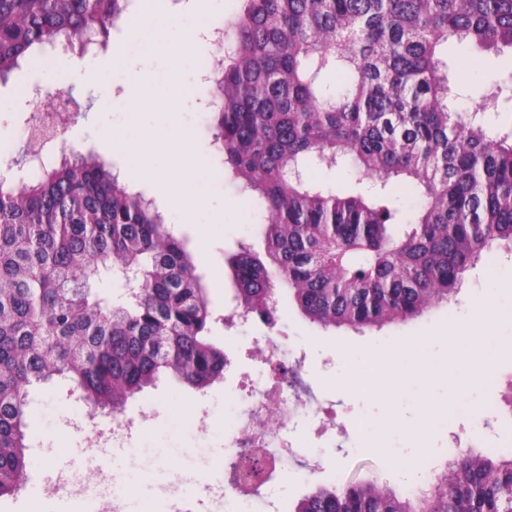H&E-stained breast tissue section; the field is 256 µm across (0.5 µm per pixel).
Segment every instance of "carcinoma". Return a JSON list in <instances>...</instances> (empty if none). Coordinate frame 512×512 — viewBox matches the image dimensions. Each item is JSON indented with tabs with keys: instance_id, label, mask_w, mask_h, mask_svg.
Here are the masks:
<instances>
[{
	"instance_id": "1",
	"label": "carcinoma",
	"mask_w": 512,
	"mask_h": 512,
	"mask_svg": "<svg viewBox=\"0 0 512 512\" xmlns=\"http://www.w3.org/2000/svg\"><path fill=\"white\" fill-rule=\"evenodd\" d=\"M129 0H0V83L57 48L106 49ZM230 62L208 93L224 173L252 193L263 255L229 264L234 299L267 324L287 296L320 327L356 333L422 315L499 241L512 243V138L450 109V41L512 49V0H241L222 21ZM346 74L333 89L330 76ZM315 163L359 178L334 190ZM375 178L365 188L362 177ZM419 197L402 221L391 184ZM135 267L118 305L91 292ZM185 239L103 158L73 152L34 179L0 178V497L26 477L29 388L63 378L109 414L169 376L204 390L224 349ZM512 455L461 451L422 495L374 481L317 484L294 512H512Z\"/></svg>"
}]
</instances>
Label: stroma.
Returning <instances> with one entry per match:
<instances>
[{"instance_id": "obj_1", "label": "stroma", "mask_w": 512, "mask_h": 512, "mask_svg": "<svg viewBox=\"0 0 512 512\" xmlns=\"http://www.w3.org/2000/svg\"><path fill=\"white\" fill-rule=\"evenodd\" d=\"M148 0H131L129 23L110 33L107 50L78 59L58 50L51 68L38 65L15 72L0 83V140L12 142L14 159L27 149L24 116L33 109L47 111L57 92L75 99L82 114L62 132L71 150L96 151L113 167L124 161L112 150L113 132H123L131 143L151 140L156 149L152 166H176L167 149L168 137L189 131L192 148L205 160L204 172L211 188L206 205L186 216L163 196L153 178L132 180L162 211L167 223L177 225L194 255L198 274L208 291L214 312L211 338L219 346L235 348L236 364L224 380L196 391L161 378L126 405L127 415L140 421L132 437L116 442L97 466H89L83 446L85 436L73 434L65 418L87 422V436L112 438L110 415L91 411L70 392L68 382L55 379L31 388L25 415L27 475L22 489L0 498V512H76V502L54 490L62 471L84 478L85 498L98 501L111 477L120 480L125 512H169L166 489H175L182 506L200 512L205 481L231 476V460L224 452L226 421L245 407L251 390L266 382L269 359L292 361L282 379L288 394L335 412L346 426L345 434L315 437L307 420H300L295 437L299 450L288 462V475L271 492L286 512L313 484H334L353 476L375 479L398 491L421 492L435 474L444 470L464 448L482 452L512 447V413L497 416L496 436H487L488 403L512 378V249L496 251L470 269L458 293L422 316L382 329L357 334L343 328L325 329L304 319L288 299H280L275 325L261 321L242 324L230 313L234 287L227 260L240 244L262 249L257 233L259 214L248 194L225 176L207 128L213 113L200 94L199 76L192 64L198 50L217 54L214 45H201L198 30L232 15L237 0H157L164 27L158 37L145 38L132 22L142 15ZM473 50L466 44L448 47V74L458 95L457 109L471 112L481 96L512 75V51L487 52L477 69L465 65ZM36 86L42 91L39 106L19 99V92ZM121 99L125 108H113ZM493 314L489 322L492 348L498 354L492 378H471L465 388L450 394L449 383L428 375L396 377L390 399L355 391L348 376L365 364L368 353L394 355L407 342L425 347L437 357L448 353L449 321L467 323L479 310ZM207 418V437L197 433L199 418ZM421 430L422 445L413 447L410 433ZM458 434L461 448L449 437ZM323 458L321 473L309 474V450Z\"/></svg>"}]
</instances>
